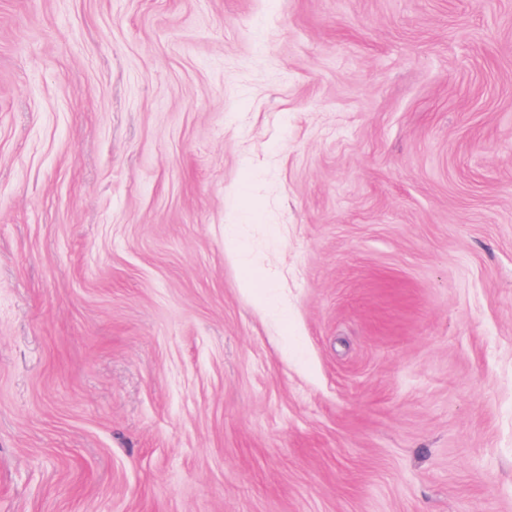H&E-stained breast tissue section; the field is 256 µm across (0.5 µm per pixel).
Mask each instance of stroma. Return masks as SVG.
<instances>
[{"label": "stroma", "instance_id": "stroma-1", "mask_svg": "<svg viewBox=\"0 0 512 512\" xmlns=\"http://www.w3.org/2000/svg\"><path fill=\"white\" fill-rule=\"evenodd\" d=\"M0 512H512V0H0Z\"/></svg>", "mask_w": 512, "mask_h": 512}]
</instances>
